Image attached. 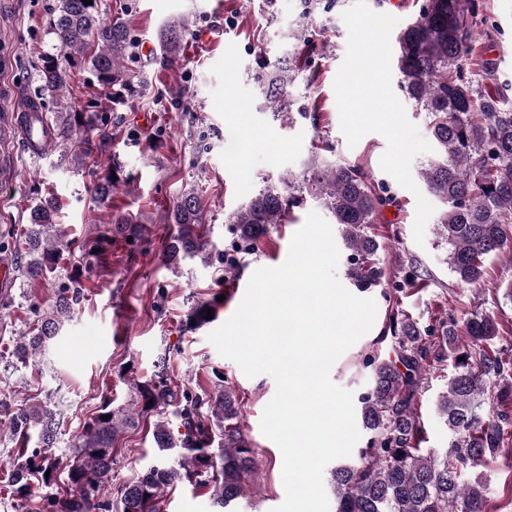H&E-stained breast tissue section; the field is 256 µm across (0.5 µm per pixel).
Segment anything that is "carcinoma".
I'll return each instance as SVG.
<instances>
[{
  "label": "carcinoma",
  "instance_id": "carcinoma-1",
  "mask_svg": "<svg viewBox=\"0 0 512 512\" xmlns=\"http://www.w3.org/2000/svg\"><path fill=\"white\" fill-rule=\"evenodd\" d=\"M479 0H426L418 17L397 36L399 88L417 110L429 118V132L438 154L420 171L430 194L445 209L438 220L439 235L448 244V266L456 280L474 284L483 274L484 260L505 249L512 227V98L493 85V70L470 66L476 39ZM102 0H59L48 35L57 52H45L35 65L39 99L62 105L54 129L60 160L84 168L92 150L106 145L107 117L73 111L66 105L73 70L90 67L110 99L124 103L143 86V73L127 66L134 40L129 29L103 18ZM190 22L181 17L158 33L160 62L170 66L180 58ZM263 80L269 107L280 114L296 67L283 60L271 66ZM120 180L108 172L94 183L105 201ZM333 217L347 251L348 276L363 291L384 284L386 271L377 258L379 243L369 229L393 202L390 188L373 182L359 168L312 161L302 180L280 179L265 186L249 202L228 215L226 224L248 251L260 248L272 225L288 223L293 210L307 199ZM57 204L45 197L29 208L20 237L0 242V254L28 283L49 276L65 279L55 301L30 308L31 327L17 341L12 357L24 364L55 338L72 306L81 297L82 274L61 275L60 260L70 249L62 227L55 223ZM170 218L179 225L163 250L173 269L187 259H208L210 242L204 234L201 188L192 184L173 204ZM137 219L120 216L86 240L99 251L112 236H139ZM387 332L395 342V359L377 352L363 359L371 369L368 389L358 395V419L368 434L366 446L336 460L330 487L336 512H494L485 485L461 480L462 473L486 456L512 446V352L491 349L498 336L495 318L472 312L462 322L451 318L422 328L405 312L391 308ZM452 360L448 387L439 393L437 413L452 434L448 450L437 457L421 448L425 442L417 395L424 375ZM168 360L160 370L136 384L134 407L114 410L111 403L83 424L62 461L52 456L60 420L48 402L12 407L0 391V445L14 443L10 471L12 509L31 512H160L167 490L188 483L213 492L215 512H233L254 481L253 444L243 431L235 390L197 394L171 385ZM491 392L497 422L482 425L476 414L478 398ZM177 420L170 427L169 417ZM153 417L156 461L137 476L111 489L119 432Z\"/></svg>",
  "mask_w": 512,
  "mask_h": 512
}]
</instances>
